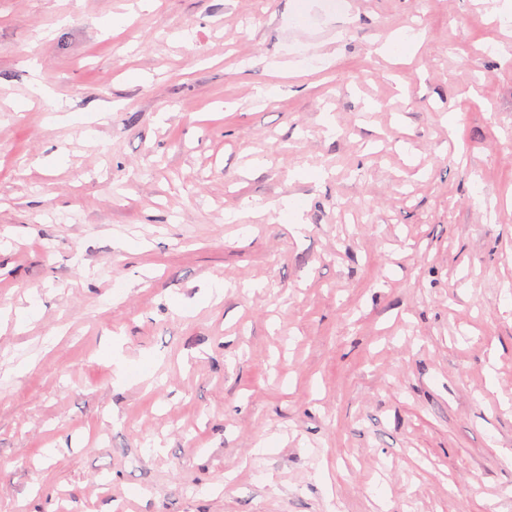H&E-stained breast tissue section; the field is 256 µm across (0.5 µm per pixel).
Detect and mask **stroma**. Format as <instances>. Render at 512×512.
Wrapping results in <instances>:
<instances>
[{
  "mask_svg": "<svg viewBox=\"0 0 512 512\" xmlns=\"http://www.w3.org/2000/svg\"><path fill=\"white\" fill-rule=\"evenodd\" d=\"M501 2L0 0V512H512ZM417 34L388 35L384 38L380 51L390 56H400L411 53L416 45Z\"/></svg>",
  "mask_w": 512,
  "mask_h": 512,
  "instance_id": "obj_1",
  "label": "stroma"
}]
</instances>
